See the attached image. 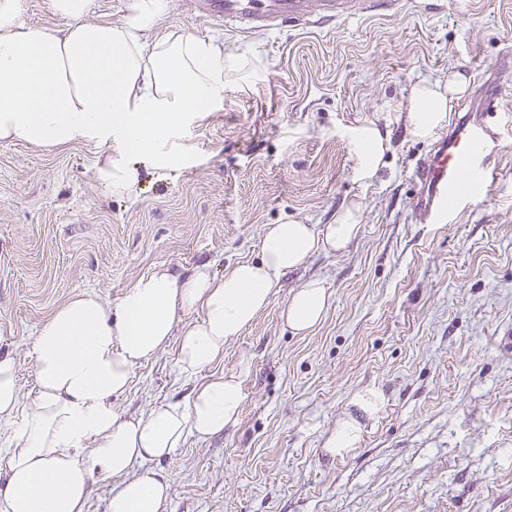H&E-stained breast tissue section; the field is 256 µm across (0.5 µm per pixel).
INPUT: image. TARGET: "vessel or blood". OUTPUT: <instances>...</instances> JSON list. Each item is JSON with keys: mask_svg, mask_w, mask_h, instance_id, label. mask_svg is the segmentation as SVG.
<instances>
[{"mask_svg": "<svg viewBox=\"0 0 512 512\" xmlns=\"http://www.w3.org/2000/svg\"><path fill=\"white\" fill-rule=\"evenodd\" d=\"M399 0H194L193 6L209 22L237 21L246 31L270 29L282 20L306 24L341 20L371 13L379 5ZM493 110L454 112L447 129L440 131L430 149L415 165L412 209L426 223L442 222L448 197L463 181L465 171L487 172V160L478 151L481 142L497 139Z\"/></svg>", "mask_w": 512, "mask_h": 512, "instance_id": "vessel-or-blood-1", "label": "vessel or blood"}]
</instances>
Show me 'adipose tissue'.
<instances>
[{"instance_id":"ef3b65f1","label":"adipose tissue","mask_w":512,"mask_h":512,"mask_svg":"<svg viewBox=\"0 0 512 512\" xmlns=\"http://www.w3.org/2000/svg\"><path fill=\"white\" fill-rule=\"evenodd\" d=\"M62 28L25 19V0H0V141L64 150L80 143L115 148L98 167L112 196L137 194L140 165L157 173L191 165L184 126L202 119L224 93L226 58L212 41L184 34L156 39L165 0H137L124 25H91L92 0H53ZM447 91L418 90L416 130L435 128ZM359 232L353 210L332 224H270L259 260L224 276L209 265L180 275L159 268L139 277L118 305L93 295L62 302L31 343L37 391L24 398L15 359L0 357V512H86L93 474L118 480L106 512H164L171 484L155 470L188 438L206 439L237 421L238 377L212 375L181 401L145 414L115 407L134 369L176 344L177 373L190 379L221 362L224 346L271 301L281 276L311 254L347 249ZM329 295L317 280L286 301L295 334L323 319Z\"/></svg>"}]
</instances>
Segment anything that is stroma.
<instances>
[{
  "instance_id": "35a3bbf8",
  "label": "stroma",
  "mask_w": 512,
  "mask_h": 512,
  "mask_svg": "<svg viewBox=\"0 0 512 512\" xmlns=\"http://www.w3.org/2000/svg\"><path fill=\"white\" fill-rule=\"evenodd\" d=\"M154 32L212 40L235 63L224 99L187 125L196 161L168 176L139 168L135 198L107 195L105 150L0 142V355L36 392L28 349L66 299L118 305L166 266L223 275L261 256L265 225L331 224L358 206L349 249L320 251L280 280L224 358L201 372L240 377L238 422L188 440L158 467L166 512H512V131L492 169L444 224L412 210L411 174L434 134L409 120L415 87L481 79L512 50V0H401L393 13L243 35L168 0ZM379 129L387 149L361 180L353 143ZM321 281V325L293 334L288 296ZM168 346L136 367L116 407L145 413L185 398ZM378 390L361 417L352 399ZM360 418L357 448L329 454L336 423ZM352 402L365 415L373 417L382 409L384 397L382 393L377 390H366L362 393H358Z\"/></svg>"
}]
</instances>
